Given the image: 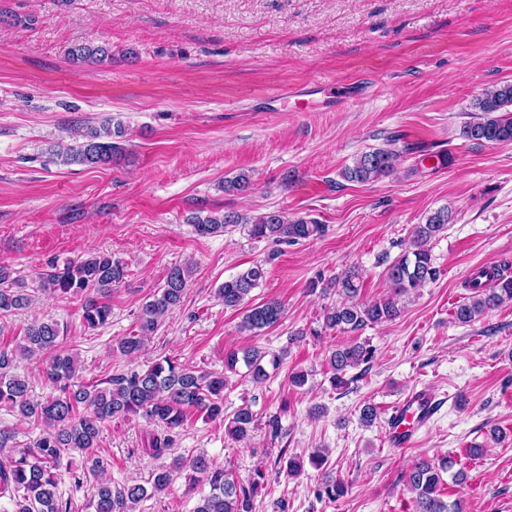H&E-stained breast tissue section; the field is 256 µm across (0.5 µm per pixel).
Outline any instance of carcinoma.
<instances>
[{
  "label": "carcinoma",
  "instance_id": "1",
  "mask_svg": "<svg viewBox=\"0 0 512 512\" xmlns=\"http://www.w3.org/2000/svg\"><path fill=\"white\" fill-rule=\"evenodd\" d=\"M75 63H102L112 60V51L105 44L85 43L68 50ZM472 107L483 113L476 121L465 123L462 138L477 145L483 143H512V84H503L488 90L477 98ZM125 137L120 122L107 119L90 125L80 133V139L70 145L57 144L50 149L52 161L64 166L105 168L125 158L117 140ZM401 154L393 148H379L358 155L353 165L343 171L350 182L366 184L388 175L394 170ZM200 237L222 234L229 227L243 224L255 240L276 244H291L318 237L324 225L305 219L290 220L280 210L268 211L248 218L236 211L195 215L188 220ZM448 228V208L430 215L426 222L415 227L412 248L386 270L394 296L375 302L359 300V284L353 273L331 279L325 290L341 296L339 304L324 314L327 329L355 332L368 325H377L396 319L401 312L400 298L434 282L440 270L434 266L430 243ZM265 259L253 263L244 272L224 281L217 289L224 308L243 312L240 328L252 336H260L278 324L285 314V306L278 300L259 305H246L251 292L266 279ZM187 266H172L163 284L141 306L136 333L121 338L118 349L131 356L138 354L147 337L153 335L166 313L177 307L183 298L190 277ZM127 276L126 266L112 255L94 252L58 264L49 263L40 274V287L61 296L83 298L81 322L92 328L106 325L112 310L106 299L112 288L119 286ZM470 296L458 302L454 319L464 325L472 324L490 310L512 302V276L502 267L480 268L466 281ZM30 298L26 289L0 266V316L26 307ZM65 329L53 320L35 322L24 333L22 343L12 350L0 349V407L6 408L26 421L42 422L47 430L22 444L16 431L0 428V498H8L11 508L0 512H73L72 499L58 494L61 480L59 467L73 450L84 455L82 472H72L75 486L87 481V475L96 477L92 484L90 506L94 512H133V505L145 498L167 492L183 472L188 480L202 481L209 491L195 512H252L255 485L245 487L204 456L189 460L174 457L170 463L157 467L148 484L116 485L99 478L108 464L101 455V425L111 419L138 415L163 428L148 436L143 452L159 459L171 451L173 433L184 426L190 412L208 419L224 417V388L227 380L219 373H204L178 365L166 358L145 369L133 368L108 380V386L98 387L82 383L77 367V356L64 346ZM36 352L48 354L43 368L46 382L58 394L43 401H35L28 393L27 380L15 373L17 357ZM375 349L368 342H353L332 350L328 362L333 388H342L354 381L347 377L351 369L369 365ZM285 352L250 347L231 350L224 356V368L234 372L238 364L246 367V375L254 384H263L280 368ZM255 425V414L248 405L238 407L226 428L236 440L248 438ZM452 458L415 459L405 474L408 489L414 494L413 512H463L461 501L451 503L440 497L443 474H451L456 483L463 480V471L454 470Z\"/></svg>",
  "mask_w": 512,
  "mask_h": 512
}]
</instances>
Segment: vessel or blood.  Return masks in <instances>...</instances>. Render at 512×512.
<instances>
[{
	"label": "vessel or blood",
	"mask_w": 512,
	"mask_h": 512,
	"mask_svg": "<svg viewBox=\"0 0 512 512\" xmlns=\"http://www.w3.org/2000/svg\"><path fill=\"white\" fill-rule=\"evenodd\" d=\"M438 411V401L427 389H414L394 405L388 418L386 443L403 449L414 444L420 431L427 428Z\"/></svg>",
	"instance_id": "obj_1"
}]
</instances>
